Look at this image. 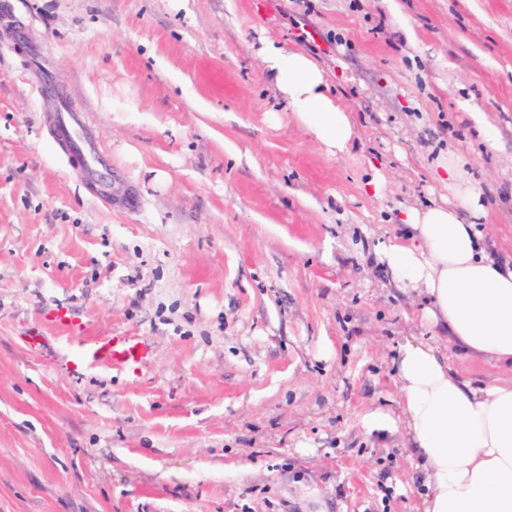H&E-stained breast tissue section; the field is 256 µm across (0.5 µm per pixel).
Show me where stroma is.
<instances>
[{"mask_svg": "<svg viewBox=\"0 0 512 512\" xmlns=\"http://www.w3.org/2000/svg\"><path fill=\"white\" fill-rule=\"evenodd\" d=\"M9 2L28 40L0 33V512H421L406 436L364 425L399 412V344L505 375L372 246L448 197L451 150L512 252V0ZM267 39L323 70L346 153L284 110ZM32 42L112 157L109 202L51 135ZM111 331L147 344L141 373L66 370Z\"/></svg>", "mask_w": 512, "mask_h": 512, "instance_id": "obj_1", "label": "stroma"}]
</instances>
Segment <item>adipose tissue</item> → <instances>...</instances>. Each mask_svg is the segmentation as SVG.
I'll return each instance as SVG.
<instances>
[{"label":"adipose tissue","mask_w":512,"mask_h":512,"mask_svg":"<svg viewBox=\"0 0 512 512\" xmlns=\"http://www.w3.org/2000/svg\"><path fill=\"white\" fill-rule=\"evenodd\" d=\"M259 56L296 123L328 153L347 152L355 127L322 69L270 42ZM464 165L453 153L443 165L454 203L406 208L405 235L377 242L375 253L396 287L423 299L425 316L448 342L512 373V256L463 223L461 210L484 211ZM395 370L399 416L376 412L365 426L406 428L426 489L423 512H512V381L473 383L439 348L414 339L401 344Z\"/></svg>","instance_id":"obj_1"}]
</instances>
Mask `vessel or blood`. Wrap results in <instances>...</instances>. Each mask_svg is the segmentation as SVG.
I'll return each mask as SVG.
<instances>
[{"instance_id": "1", "label": "vessel or blood", "mask_w": 512, "mask_h": 512, "mask_svg": "<svg viewBox=\"0 0 512 512\" xmlns=\"http://www.w3.org/2000/svg\"><path fill=\"white\" fill-rule=\"evenodd\" d=\"M49 54L47 45L32 46L31 61L33 77L44 89L55 93L56 109L53 117L57 137L70 150L80 153L85 159L87 170L99 171L109 168L112 159L98 147L85 113L74 109L60 92L58 77L46 62ZM149 358V350L138 338L111 333L83 342L72 353L68 367L76 371L90 366L108 368L127 367L136 369Z\"/></svg>"}]
</instances>
